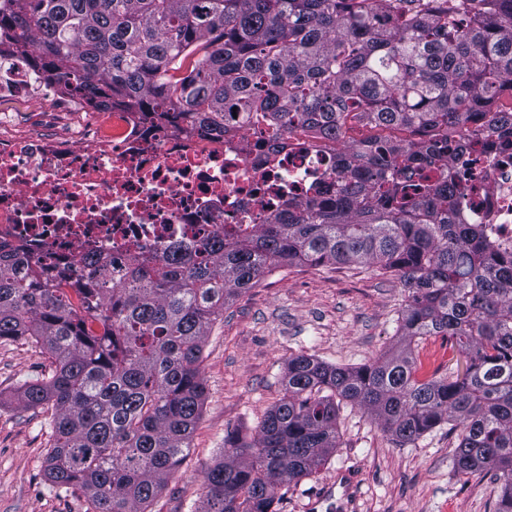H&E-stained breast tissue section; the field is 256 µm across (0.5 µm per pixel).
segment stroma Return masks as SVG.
<instances>
[{"instance_id": "35a3bbf8", "label": "stroma", "mask_w": 512, "mask_h": 512, "mask_svg": "<svg viewBox=\"0 0 512 512\" xmlns=\"http://www.w3.org/2000/svg\"><path fill=\"white\" fill-rule=\"evenodd\" d=\"M404 291L398 276L372 267L277 269L224 308L206 336L201 373L207 398L190 452L146 512H197L202 471L221 459L224 437L254 435L284 396L288 360L301 352L337 365H359L390 348ZM423 376L463 371L447 339L419 345ZM49 354L29 341L0 343V512H93L79 492L52 485L43 472L50 445L47 408L26 407L21 385L47 373ZM340 446L311 475L288 485L278 512H325L316 498L338 470L358 476L355 498L337 512H494L493 472L463 474L452 463L447 426L397 446L367 415L341 405Z\"/></svg>"}]
</instances>
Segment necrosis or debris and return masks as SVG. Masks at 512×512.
Segmentation results:
<instances>
[{
	"label": "necrosis or debris",
	"instance_id": "obj_1",
	"mask_svg": "<svg viewBox=\"0 0 512 512\" xmlns=\"http://www.w3.org/2000/svg\"><path fill=\"white\" fill-rule=\"evenodd\" d=\"M61 102L32 123L0 111V245L79 275L86 258H162L214 232L240 240L316 189L335 191L334 154L304 134L270 153L256 127L218 136L195 116L104 107L47 79L14 42L0 45V101ZM456 210L512 254V155L486 152Z\"/></svg>",
	"mask_w": 512,
	"mask_h": 512
}]
</instances>
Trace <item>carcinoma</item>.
I'll return each mask as SVG.
<instances>
[{
    "mask_svg": "<svg viewBox=\"0 0 512 512\" xmlns=\"http://www.w3.org/2000/svg\"><path fill=\"white\" fill-rule=\"evenodd\" d=\"M33 32L34 63L81 96L194 112L227 134L240 114L274 153L313 128L346 175L242 241L133 260L119 282L101 256L68 290L0 253V340L52 358L19 390L53 407L47 479L95 512H144L187 457L224 306L274 268L376 265L406 292L395 345L353 367L290 357L255 436L227 434L204 469L198 512H276L283 486L338 448L344 402L403 445L452 424L454 468L494 472L495 512H512V256L453 219L464 187L425 174L477 145L512 149V0H0V34ZM354 112L418 140L347 142ZM438 335L463 375L420 378L419 340Z\"/></svg>",
    "mask_w": 512,
    "mask_h": 512,
    "instance_id": "carcinoma-1",
    "label": "carcinoma"
}]
</instances>
